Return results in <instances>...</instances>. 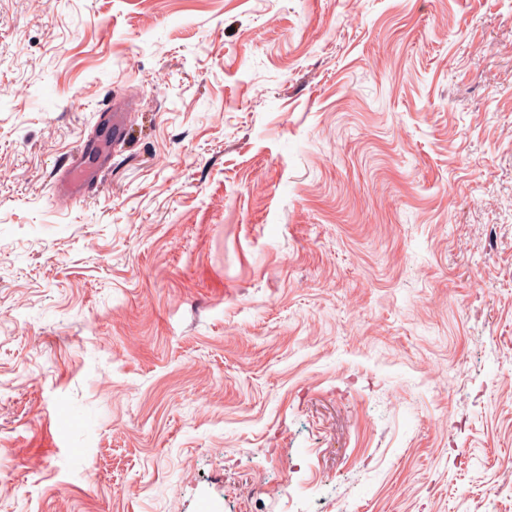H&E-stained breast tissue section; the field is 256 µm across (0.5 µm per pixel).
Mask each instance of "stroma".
<instances>
[{
  "label": "stroma",
  "mask_w": 512,
  "mask_h": 512,
  "mask_svg": "<svg viewBox=\"0 0 512 512\" xmlns=\"http://www.w3.org/2000/svg\"><path fill=\"white\" fill-rule=\"evenodd\" d=\"M509 461L512 0H0V512H512ZM95 177L94 173L84 167L80 158H73L60 180L59 192L65 198L76 200L94 183Z\"/></svg>",
  "instance_id": "stroma-1"
}]
</instances>
